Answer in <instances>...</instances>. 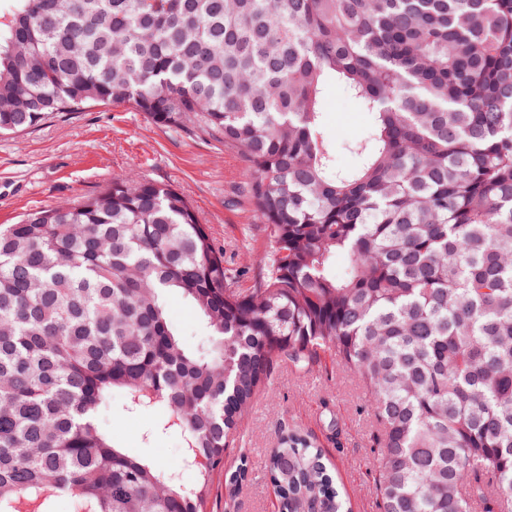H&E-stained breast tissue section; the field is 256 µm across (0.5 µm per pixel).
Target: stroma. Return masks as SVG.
Instances as JSON below:
<instances>
[{
	"instance_id": "35a3bbf8",
	"label": "stroma",
	"mask_w": 512,
	"mask_h": 512,
	"mask_svg": "<svg viewBox=\"0 0 512 512\" xmlns=\"http://www.w3.org/2000/svg\"><path fill=\"white\" fill-rule=\"evenodd\" d=\"M325 102L326 130L332 138L364 131L365 114L341 87L329 88ZM129 172L171 185L186 196L223 250L224 266L235 274L236 285L251 284L271 243L241 192V157L221 142L159 127L127 105L56 116L21 134L0 137V224L95 194L113 176ZM167 313L190 349L208 352L209 338L180 295L168 296ZM98 420L111 426L115 440L132 452L165 465L177 463L182 455L180 433L145 439L154 423L151 414L120 416L104 409ZM287 426L303 430L324 448L353 512H379L372 448L379 426L366 407L365 390L330 351L307 372L281 367L256 399L226 455L232 466L240 452H247L251 476L229 489L223 471H215L210 512H276L264 459Z\"/></svg>"
}]
</instances>
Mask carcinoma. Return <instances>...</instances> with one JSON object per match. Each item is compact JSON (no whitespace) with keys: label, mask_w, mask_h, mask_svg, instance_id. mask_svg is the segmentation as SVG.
<instances>
[{"label":"carcinoma","mask_w":512,"mask_h":512,"mask_svg":"<svg viewBox=\"0 0 512 512\" xmlns=\"http://www.w3.org/2000/svg\"><path fill=\"white\" fill-rule=\"evenodd\" d=\"M10 2L1 136L111 104L195 131L241 156L274 246L232 288L189 201L131 175L1 224L0 512H208L245 411L330 349L382 425L381 512H512V0ZM333 85L367 116L349 167ZM115 392L178 465L100 425ZM265 468L278 512H349L301 430ZM167 313L170 320L181 329L183 340L190 349L208 352L210 338L180 295L170 294L167 297Z\"/></svg>","instance_id":"1"}]
</instances>
